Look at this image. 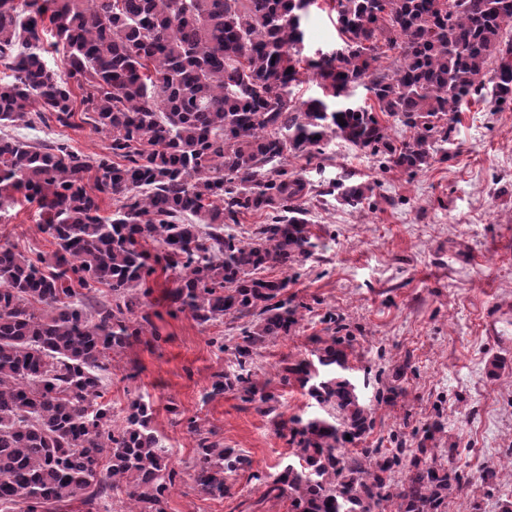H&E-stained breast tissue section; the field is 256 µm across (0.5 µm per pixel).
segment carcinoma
Masks as SVG:
<instances>
[{"label":"carcinoma","instance_id":"carcinoma-1","mask_svg":"<svg viewBox=\"0 0 512 512\" xmlns=\"http://www.w3.org/2000/svg\"><path fill=\"white\" fill-rule=\"evenodd\" d=\"M302 9L303 0H0L8 72L0 77V207L16 194L37 204L38 228L57 246L48 270L41 255L0 245V506L69 512L82 493L94 512L123 488L136 512H166L182 472L152 432L146 404L131 401L125 425L112 428L103 388L112 352L149 323L136 310L156 266L178 272L179 311L201 324L243 321L236 368L216 375L209 396L242 391L268 416L277 398L251 381L250 366L299 319L281 299L288 278L261 272L286 270L316 247L310 183L288 172L286 156L310 161L336 136L415 175L439 154L448 159L459 112L486 83L499 106L512 105V0H338L343 48L307 66L334 99L366 83L377 112L336 110L322 98L293 104ZM48 33L66 53L63 74L44 59ZM386 50L399 54L391 74L375 66ZM51 121L106 134L105 152L8 132ZM394 125L409 139L395 143ZM371 192L345 177L326 194L358 209ZM105 199L115 205L107 217ZM255 214L265 222L251 241L225 231ZM148 239L154 255L140 249ZM96 283L110 295H93ZM342 330L316 340V362L283 368L282 381H296L327 414L290 419L293 462L267 482L264 498L288 497L290 512H445L463 475L426 461L441 422L411 450L394 435L391 449L336 455L375 424L346 373L354 337ZM189 428L199 436L190 477L222 498L224 475L245 459L195 421Z\"/></svg>","mask_w":512,"mask_h":512}]
</instances>
